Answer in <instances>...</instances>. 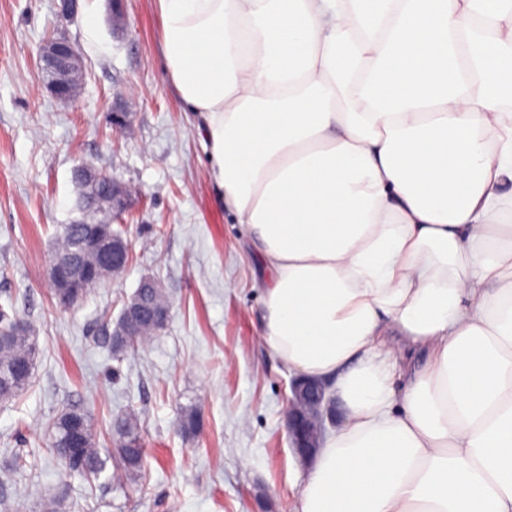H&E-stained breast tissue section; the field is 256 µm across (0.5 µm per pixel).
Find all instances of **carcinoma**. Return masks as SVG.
Returning <instances> with one entry per match:
<instances>
[{
    "label": "carcinoma",
    "instance_id": "obj_1",
    "mask_svg": "<svg viewBox=\"0 0 512 512\" xmlns=\"http://www.w3.org/2000/svg\"><path fill=\"white\" fill-rule=\"evenodd\" d=\"M79 188V209L82 217L71 224H66L57 242L55 255L74 261L79 268H91L98 272L95 283H100L112 273L97 266L95 232L101 231L104 237H122L121 232L112 229L98 219L101 207L87 202L90 187L82 180L77 181ZM131 304H143L159 313L169 312L166 294L160 284L150 280V288L136 292L129 300ZM4 324L0 328V399L6 400L17 396L29 384L32 368L16 374L14 369L34 361L37 344L29 323H20L18 334L11 330L16 320L7 310L0 309ZM165 324H141L133 328L117 325V335L110 336L114 355L119 356L136 345L156 335ZM119 448L118 461L115 463L113 479L121 484L138 475L143 460V448L137 431V423L129 418L118 426ZM53 454L66 468L89 480L97 478L105 469V462L100 458L96 448L95 434L86 413L78 408L63 411L53 423Z\"/></svg>",
    "mask_w": 512,
    "mask_h": 512
}]
</instances>
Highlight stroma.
<instances>
[{
  "mask_svg": "<svg viewBox=\"0 0 512 512\" xmlns=\"http://www.w3.org/2000/svg\"><path fill=\"white\" fill-rule=\"evenodd\" d=\"M59 6L0 0V306L38 344L30 386L0 401V512H293L306 464L285 424L292 374L260 343L266 273L166 70L157 2L78 0L69 16ZM51 36L79 54L69 102L38 69ZM83 164L126 189L132 211L112 227L132 259L63 307L49 265L78 216ZM145 277L166 292L168 325L113 356L107 324ZM70 407L91 417L110 465L114 425L135 415L145 456L134 480L88 482L53 456L52 424ZM190 408L200 428L188 437L178 422Z\"/></svg>",
  "mask_w": 512,
  "mask_h": 512,
  "instance_id": "stroma-1",
  "label": "stroma"
}]
</instances>
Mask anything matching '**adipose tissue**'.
I'll return each mask as SVG.
<instances>
[{
	"label": "adipose tissue",
	"mask_w": 512,
	"mask_h": 512,
	"mask_svg": "<svg viewBox=\"0 0 512 512\" xmlns=\"http://www.w3.org/2000/svg\"><path fill=\"white\" fill-rule=\"evenodd\" d=\"M158 7L262 341L343 409L295 512H512V0Z\"/></svg>",
	"instance_id": "1"
}]
</instances>
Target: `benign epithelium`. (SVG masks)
Returning <instances> with one entry per match:
<instances>
[{
  "label": "benign epithelium",
  "mask_w": 512,
  "mask_h": 512,
  "mask_svg": "<svg viewBox=\"0 0 512 512\" xmlns=\"http://www.w3.org/2000/svg\"><path fill=\"white\" fill-rule=\"evenodd\" d=\"M42 74L50 91L61 99H70L75 92L78 75V53L65 38L46 40L40 52ZM106 193L115 217L129 209L125 191L115 182L105 184ZM99 263L112 271H122L129 263L130 247L125 240L98 242ZM51 283L72 277L69 266L54 258L50 265ZM291 396L287 415L289 439L297 455L312 458L325 435V421L333 419V400L327 396V384L317 379L295 377L290 383Z\"/></svg>",
  "instance_id": "7a95c632"
}]
</instances>
